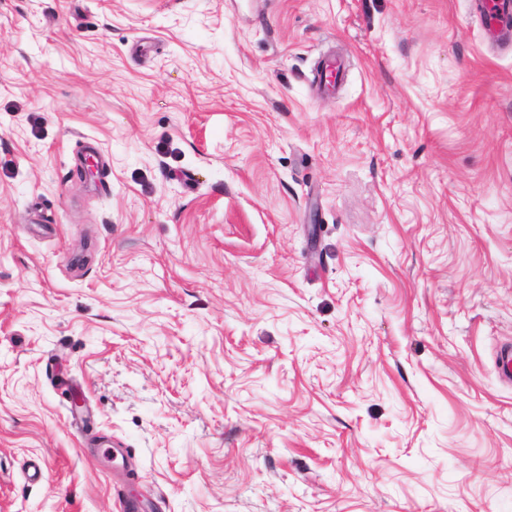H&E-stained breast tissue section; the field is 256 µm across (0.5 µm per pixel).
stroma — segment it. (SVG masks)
Here are the masks:
<instances>
[{
  "label": "stroma",
  "mask_w": 512,
  "mask_h": 512,
  "mask_svg": "<svg viewBox=\"0 0 512 512\" xmlns=\"http://www.w3.org/2000/svg\"><path fill=\"white\" fill-rule=\"evenodd\" d=\"M481 2L0 0V512H512ZM342 78V65L336 59L325 60L317 75L318 86L323 92H330Z\"/></svg>",
  "instance_id": "obj_1"
}]
</instances>
